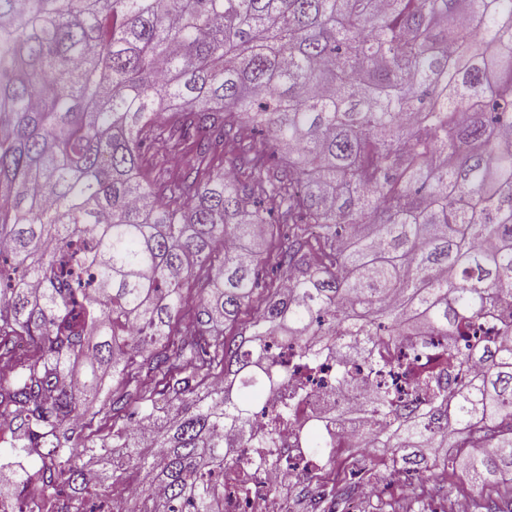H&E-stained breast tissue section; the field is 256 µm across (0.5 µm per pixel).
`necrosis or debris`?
Instances as JSON below:
<instances>
[{
    "instance_id": "necrosis-or-debris-1",
    "label": "necrosis or debris",
    "mask_w": 512,
    "mask_h": 512,
    "mask_svg": "<svg viewBox=\"0 0 512 512\" xmlns=\"http://www.w3.org/2000/svg\"><path fill=\"white\" fill-rule=\"evenodd\" d=\"M367 356L356 359L353 373L344 388H336L330 379L307 384L303 372L297 370L295 349H281L280 363L288 369L287 380L265 390L264 414L258 415L253 433L263 437L274 434L275 448H245L242 465L229 466L221 479L223 494L217 501V512H286L288 489L300 479L320 482L326 465L306 454L305 433L312 421H319L321 430L340 448H356L368 453L376 427L356 417L357 409L370 402L368 371L371 360L384 356L388 377L401 388V401L407 407H421L424 391L411 387L410 378L418 361L399 347L376 336L367 345ZM301 396L297 420L293 424L273 427L269 411L293 396Z\"/></svg>"
}]
</instances>
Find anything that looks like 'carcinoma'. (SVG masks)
Returning a JSON list of instances; mask_svg holds the SVG:
<instances>
[{
    "label": "carcinoma",
    "mask_w": 512,
    "mask_h": 512,
    "mask_svg": "<svg viewBox=\"0 0 512 512\" xmlns=\"http://www.w3.org/2000/svg\"><path fill=\"white\" fill-rule=\"evenodd\" d=\"M510 301L512 0H0V414L41 463L0 500L87 512L88 458L147 480L131 512H215L224 439L286 376L267 337L310 375L373 336L430 352L419 411L375 385L378 447L483 488L512 471V343L452 333ZM77 415L110 436L73 445Z\"/></svg>",
    "instance_id": "1"
}]
</instances>
